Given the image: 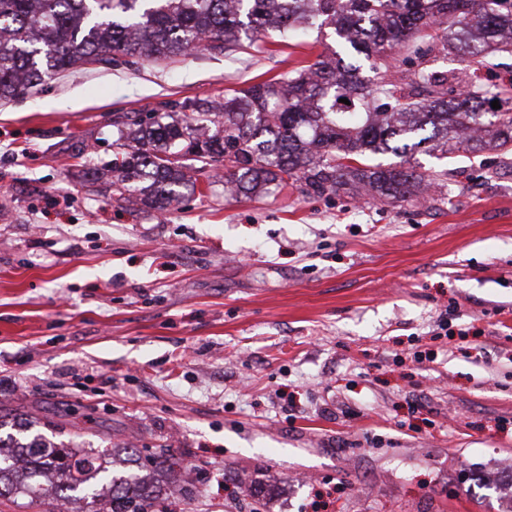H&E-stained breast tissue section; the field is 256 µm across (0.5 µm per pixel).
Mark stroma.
<instances>
[{
    "instance_id": "1",
    "label": "stroma",
    "mask_w": 512,
    "mask_h": 512,
    "mask_svg": "<svg viewBox=\"0 0 512 512\" xmlns=\"http://www.w3.org/2000/svg\"><path fill=\"white\" fill-rule=\"evenodd\" d=\"M333 44L91 66L0 106V405L55 443L174 449L194 481L159 474V512H504L483 477L512 470V151L416 152L437 181L395 205L203 176L160 214L84 176L114 114ZM426 64L454 91L512 77L510 53Z\"/></svg>"
}]
</instances>
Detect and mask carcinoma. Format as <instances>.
I'll use <instances>...</instances> for the list:
<instances>
[{
    "label": "carcinoma",
    "instance_id": "carcinoma-1",
    "mask_svg": "<svg viewBox=\"0 0 512 512\" xmlns=\"http://www.w3.org/2000/svg\"><path fill=\"white\" fill-rule=\"evenodd\" d=\"M326 26L340 50L300 70L222 102L115 117L121 159L112 161V186L134 188L140 204L163 212L200 189L188 171L221 163L224 187L237 194L300 182L319 196L363 192L393 204L413 200L425 182L410 164L421 146L446 155L465 141L472 149L512 144V85L459 76L466 91L450 99L447 75L422 66L397 77L389 54L421 36L441 51L458 44L477 64L512 53V0H0V102L93 61L133 69L196 50L230 56L271 33L292 39ZM348 48L372 62L378 80L341 56ZM388 153L404 164L362 163ZM115 452L60 448L29 427L9 444L0 437V497L61 494L94 512H153L162 489L142 474L140 451L122 470Z\"/></svg>",
    "mask_w": 512,
    "mask_h": 512
}]
</instances>
